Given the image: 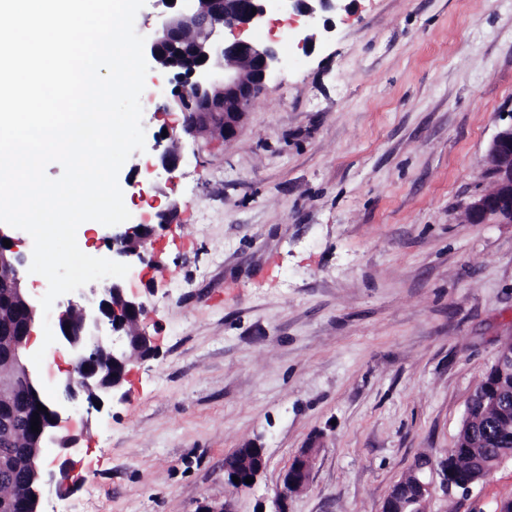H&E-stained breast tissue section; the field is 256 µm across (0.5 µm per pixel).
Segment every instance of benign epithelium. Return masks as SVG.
<instances>
[{"mask_svg":"<svg viewBox=\"0 0 512 512\" xmlns=\"http://www.w3.org/2000/svg\"><path fill=\"white\" fill-rule=\"evenodd\" d=\"M166 10L157 14L154 32L145 40L144 54L154 69L174 75V102L185 120L183 131L194 137L218 134L226 139L236 137L243 117L264 89L267 76L280 62L278 48L259 44L244 37L249 28L262 25L271 0H157ZM286 13L303 18L314 27L317 21L341 7L342 0H276ZM169 144H164V141ZM153 150L157 162L148 163L145 173L176 178L181 155L179 137L154 135ZM488 176L491 188L475 194L466 206L473 224L492 220L512 224V121L499 129L488 150ZM177 206L155 213H144L139 221L125 228L114 227L103 242L112 252V260L132 268L146 265L162 267L160 252L155 248L158 230L174 223ZM10 240V228L0 224V276L11 284L7 309L16 321L0 323L6 332L0 334V413H12L19 398L38 413L39 431L27 430L24 447L17 449V463L27 469V482L22 501L26 512H41L46 487H62L69 477V462L59 472L44 462V449L53 445L71 456L80 454L77 441L61 434L65 422L79 400L91 408L122 392L128 378V366L141 352L153 351V339L141 328L152 313L139 293L124 281H114L102 288H80L72 292L65 310L58 317L57 343L54 350H64L71 357L65 378L57 382L56 396L48 400L42 394L41 373L27 363L35 353L30 340L35 333L39 300L23 285L22 268L27 259L13 248L4 246ZM70 329H65V326ZM512 372V345L500 348L494 373L479 388L482 400L491 401L501 413L509 411L512 390L505 373ZM46 407L40 411L37 405ZM316 449L298 450L280 478L277 499L282 500L297 489L308 486ZM224 465L228 481L257 478L266 467L265 448L251 443L235 449ZM415 490L402 495L392 490L381 512H425L424 504L436 487L449 491L455 485L448 468L434 462L428 468L411 466Z\"/></svg>","mask_w":512,"mask_h":512,"instance_id":"obj_1","label":"benign epithelium"}]
</instances>
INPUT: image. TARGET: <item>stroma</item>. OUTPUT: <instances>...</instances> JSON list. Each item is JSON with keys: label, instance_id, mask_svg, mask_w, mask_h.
<instances>
[{"label": "stroma", "instance_id": "35a3bbf8", "mask_svg": "<svg viewBox=\"0 0 512 512\" xmlns=\"http://www.w3.org/2000/svg\"><path fill=\"white\" fill-rule=\"evenodd\" d=\"M311 47L270 11L247 38L283 64L232 138L183 134L168 74L146 150L119 172L131 215L179 202L157 248L164 286L127 399L69 426L80 462L45 512H273L281 473L315 446L287 512H380L420 456L454 447L470 395L512 338V224H473L487 154L512 119V0H351ZM181 131L175 181L138 183L156 133ZM265 448L253 486L224 459ZM512 458L427 512H497Z\"/></svg>", "mask_w": 512, "mask_h": 512}]
</instances>
